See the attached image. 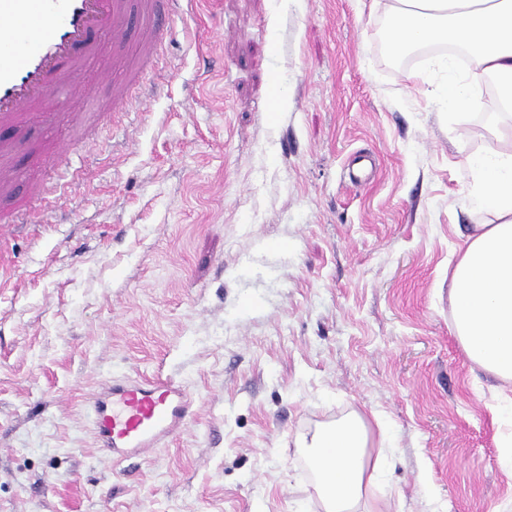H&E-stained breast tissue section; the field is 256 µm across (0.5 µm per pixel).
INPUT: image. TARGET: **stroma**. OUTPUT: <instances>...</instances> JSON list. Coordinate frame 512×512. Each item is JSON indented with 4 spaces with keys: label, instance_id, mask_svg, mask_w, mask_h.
<instances>
[{
    "label": "stroma",
    "instance_id": "1",
    "mask_svg": "<svg viewBox=\"0 0 512 512\" xmlns=\"http://www.w3.org/2000/svg\"><path fill=\"white\" fill-rule=\"evenodd\" d=\"M388 0H200L159 21L148 90L106 114L0 128V512H322L300 436L385 428L380 512H512V452L451 328L473 159L512 149L487 84L442 108L392 65ZM279 78L288 108L269 109ZM44 189L37 222L12 211ZM198 398L188 428L115 465L85 408L121 378Z\"/></svg>",
    "mask_w": 512,
    "mask_h": 512
}]
</instances>
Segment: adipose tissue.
<instances>
[{
  "mask_svg": "<svg viewBox=\"0 0 512 512\" xmlns=\"http://www.w3.org/2000/svg\"><path fill=\"white\" fill-rule=\"evenodd\" d=\"M385 36L392 50L422 44L464 48L473 66L461 83H431L444 108L465 109L472 90L491 77L501 101L512 105V0H391ZM477 198L496 221L476 225L460 247L452 272V330L470 363L512 383V152L476 164ZM317 475L324 512H373L366 491L375 479L369 422L360 415L320 426L302 442Z\"/></svg>",
  "mask_w": 512,
  "mask_h": 512,
  "instance_id": "1",
  "label": "adipose tissue"
}]
</instances>
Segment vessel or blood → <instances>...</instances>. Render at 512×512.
Segmentation results:
<instances>
[{"mask_svg":"<svg viewBox=\"0 0 512 512\" xmlns=\"http://www.w3.org/2000/svg\"><path fill=\"white\" fill-rule=\"evenodd\" d=\"M194 5L195 0H141L140 53L114 84L119 106L128 104L141 69L163 39L159 12L188 14ZM129 9V0H0V126L53 89L61 94V112L92 98L83 73L109 47L123 44ZM194 405L192 392L178 381L115 380L94 396L88 416L98 448L121 460L165 447L194 416Z\"/></svg>","mask_w":512,"mask_h":512,"instance_id":"b4317fda","label":"vessel or blood"}]
</instances>
